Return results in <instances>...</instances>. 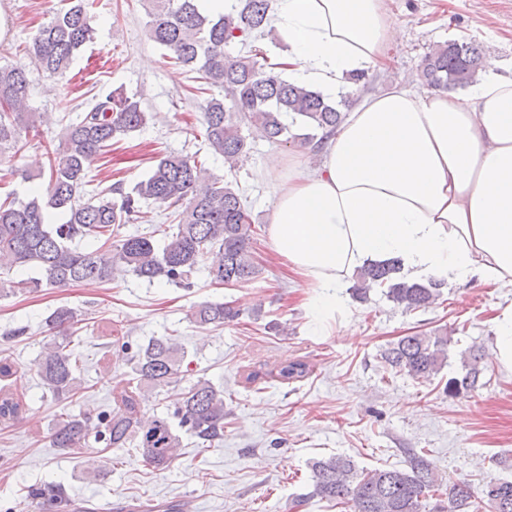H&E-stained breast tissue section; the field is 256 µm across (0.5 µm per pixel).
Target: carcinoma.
Wrapping results in <instances>:
<instances>
[{
	"instance_id": "cac0c4a2",
	"label": "carcinoma",
	"mask_w": 512,
	"mask_h": 512,
	"mask_svg": "<svg viewBox=\"0 0 512 512\" xmlns=\"http://www.w3.org/2000/svg\"><path fill=\"white\" fill-rule=\"evenodd\" d=\"M149 5L147 35L166 51L175 65L197 73L196 81L221 91L203 109L205 137L214 152L234 168L250 150L248 127L271 143L315 145L345 118L341 107L349 96L334 101L322 92L298 86L280 73L265 70L250 55L232 56L226 47L243 46L261 34L270 22V0H243L219 15L201 11L199 0H141ZM70 7L40 25L29 50L42 77L57 80L66 75L75 53L93 40L90 0H68ZM483 56L473 42L439 44L423 57L419 77L435 90H455L473 82ZM31 72L0 67V154L19 151L21 129L34 132L44 123L40 112L27 110ZM149 115L141 102L114 90L99 98L84 115L62 128L59 143L47 148L49 178L46 188L37 180L42 173H26L33 183L27 201H0V296L41 288H66L87 281L109 282L116 275L132 273L153 282L158 278L181 288L205 266L210 282L218 286L244 285L256 274L250 253L254 227L237 181L219 179L198 160L182 154L158 159L147 178L127 191L117 182L82 200L86 160L105 154L112 145L140 130ZM308 129L295 133V124ZM152 202L174 208V231L163 247L154 236H119V229L138 218L140 205ZM64 212L66 221L49 224L51 211ZM76 241L98 245L92 251L73 246ZM34 268L39 276L15 281V269ZM443 283L407 278L396 260L369 264L357 272L352 295L366 301L373 289L405 311L424 310L441 295ZM230 304L206 301L191 312L198 326L219 327L237 320ZM79 322L75 309L56 308L45 320L50 343L36 364L42 384L57 398L68 399L81 388L73 356L72 329ZM186 352L172 336L152 338L133 355L137 383L117 393L118 409L94 419L87 412L60 417L51 429L53 447L84 448L89 442L120 449L136 439L145 461L158 471L169 467L181 448L174 425L186 429L205 446L224 438V392L199 380L184 394L173 415L144 417L140 389L164 388L185 373ZM385 367L413 379L428 380L448 360V336L440 332L415 333L399 338L381 353ZM482 347L464 353L465 374L448 380L446 391L456 396L477 384L483 372ZM306 375L301 361L279 364L265 377L286 384ZM26 409L14 394L0 388V424L23 419ZM178 423H173V419ZM308 492L291 502L301 507L317 501L352 504L353 512H512V479L491 477L474 491L465 481L446 484L431 468L425 452L408 451L406 466L358 467L343 455L314 460ZM35 503L69 512L65 494L51 495L35 486L29 490Z\"/></svg>"
}]
</instances>
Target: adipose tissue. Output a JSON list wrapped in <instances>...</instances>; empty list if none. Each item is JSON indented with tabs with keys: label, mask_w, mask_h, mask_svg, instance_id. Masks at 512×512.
<instances>
[{
	"label": "adipose tissue",
	"mask_w": 512,
	"mask_h": 512,
	"mask_svg": "<svg viewBox=\"0 0 512 512\" xmlns=\"http://www.w3.org/2000/svg\"><path fill=\"white\" fill-rule=\"evenodd\" d=\"M287 49L266 67L335 93L386 65L400 30L384 0H273ZM317 167L272 156V252L313 293L316 329L340 289L372 262L401 259L414 278L512 286V77L467 95L396 84L365 97L318 152Z\"/></svg>",
	"instance_id": "adipose-tissue-1"
}]
</instances>
